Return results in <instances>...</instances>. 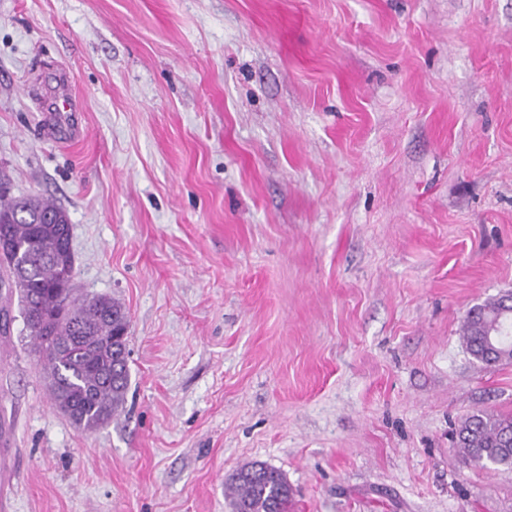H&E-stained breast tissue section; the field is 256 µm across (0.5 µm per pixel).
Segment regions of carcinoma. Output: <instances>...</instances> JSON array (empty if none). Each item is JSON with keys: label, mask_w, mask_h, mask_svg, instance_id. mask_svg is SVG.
Wrapping results in <instances>:
<instances>
[{"label": "carcinoma", "mask_w": 512, "mask_h": 512, "mask_svg": "<svg viewBox=\"0 0 512 512\" xmlns=\"http://www.w3.org/2000/svg\"><path fill=\"white\" fill-rule=\"evenodd\" d=\"M0 239L18 256L11 276L29 332L50 371L56 406L78 427L93 431L107 424L124 402L128 359L121 357L119 333L129 330L124 307L107 296L74 297L75 257L67 212L43 197H13L0 180ZM461 338L470 355L487 367L512 361V315L502 296L470 310ZM458 450L486 469L512 470V417L478 409L456 430ZM234 512H288L293 489L277 469L253 462L229 479Z\"/></svg>", "instance_id": "1"}]
</instances>
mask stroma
<instances>
[{"instance_id": "stroma-1", "label": "stroma", "mask_w": 512, "mask_h": 512, "mask_svg": "<svg viewBox=\"0 0 512 512\" xmlns=\"http://www.w3.org/2000/svg\"><path fill=\"white\" fill-rule=\"evenodd\" d=\"M0 175L130 320L86 431L0 298L10 512H233L251 462L291 512H512L455 446L512 416L460 338L512 291V0H0Z\"/></svg>"}]
</instances>
